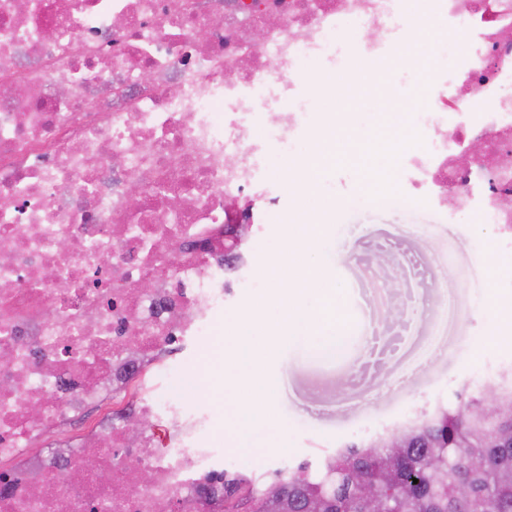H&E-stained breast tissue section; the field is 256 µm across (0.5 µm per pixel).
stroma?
I'll return each mask as SVG.
<instances>
[{
    "mask_svg": "<svg viewBox=\"0 0 512 512\" xmlns=\"http://www.w3.org/2000/svg\"><path fill=\"white\" fill-rule=\"evenodd\" d=\"M438 39L430 26L411 31L404 48L419 56L407 64L416 76L450 67V53L429 51ZM397 74L394 61L377 73H361L356 98L336 105L316 72L307 70L314 109L328 115L324 136L330 151L350 149L344 137L335 136L337 125L361 134L379 125L383 109L416 110L418 88ZM312 147L303 141L299 163H279L274 175L292 195L301 184L316 188L302 221L325 226L313 259L333 275L330 302L359 312L361 329L348 354L334 361L315 354L314 341L342 336L343 328L329 323L318 298H311L302 309L307 338L281 337L266 364L269 378L282 385L276 417L238 425V411L250 410L254 401L238 403L224 395L225 376L237 370L232 331L256 306V331L276 322L280 305L266 270L293 233L289 223L268 225L258 247V286L237 292L217 324L214 343L189 341L182 352L185 359L202 361L184 371L191 382L186 399L211 414L212 447L223 449L225 464L248 462L265 473L284 460L292 466L318 462L337 446L391 429L456 391L481 393L512 369V321L503 316L512 307V251L499 248L494 229L466 214L448 222L427 206H376L362 192L356 167L315 168L309 163ZM384 252L394 262L373 267L374 257Z\"/></svg>",
    "mask_w": 512,
    "mask_h": 512,
    "instance_id": "1",
    "label": "stroma"
}]
</instances>
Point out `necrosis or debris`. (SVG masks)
Segmentation results:
<instances>
[{
  "instance_id": "1",
  "label": "necrosis or debris",
  "mask_w": 512,
  "mask_h": 512,
  "mask_svg": "<svg viewBox=\"0 0 512 512\" xmlns=\"http://www.w3.org/2000/svg\"><path fill=\"white\" fill-rule=\"evenodd\" d=\"M420 23L452 65L404 116L392 191L363 183L512 247V0H0V512H224L225 483L251 482L191 408L101 406L255 287V244L286 217L273 149L326 125L305 68L336 85ZM129 413L164 421V446L129 437Z\"/></svg>"
}]
</instances>
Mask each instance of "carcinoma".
Segmentation results:
<instances>
[{
  "label": "carcinoma",
  "mask_w": 512,
  "mask_h": 512,
  "mask_svg": "<svg viewBox=\"0 0 512 512\" xmlns=\"http://www.w3.org/2000/svg\"><path fill=\"white\" fill-rule=\"evenodd\" d=\"M392 435L403 447L387 434L347 442L261 484L251 512H512V414L487 415L484 395L459 391Z\"/></svg>",
  "instance_id": "cac0c4a2"
}]
</instances>
